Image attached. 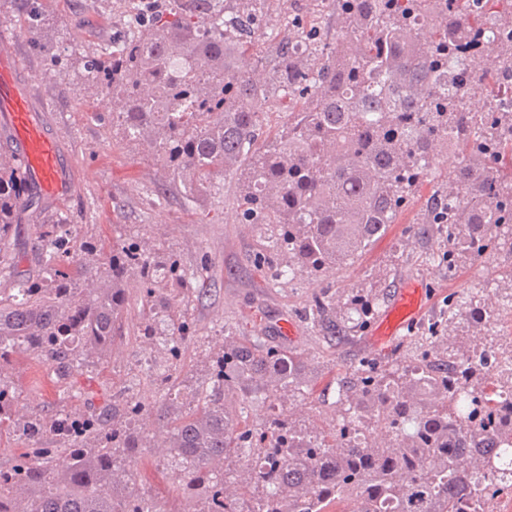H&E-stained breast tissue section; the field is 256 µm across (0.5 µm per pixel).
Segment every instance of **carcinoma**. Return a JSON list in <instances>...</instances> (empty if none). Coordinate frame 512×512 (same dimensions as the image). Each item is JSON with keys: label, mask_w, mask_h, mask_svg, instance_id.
<instances>
[{"label": "carcinoma", "mask_w": 512, "mask_h": 512, "mask_svg": "<svg viewBox=\"0 0 512 512\" xmlns=\"http://www.w3.org/2000/svg\"><path fill=\"white\" fill-rule=\"evenodd\" d=\"M15 2V22L39 47L55 23L32 0ZM259 0H170L132 17L131 36L84 57L79 78L118 102L108 127L181 180L190 201L205 199L234 171L242 217L265 245L259 262L273 284L298 272L352 265L395 223L441 154L464 153L444 172L426 223L448 242V267L487 252L512 260V139L494 134L512 112L478 113L512 86V12L499 0H332L336 33L314 18L289 21L288 36L262 56L253 35ZM474 51L495 62L448 76V60ZM288 99V131L263 136L272 98ZM27 197L20 164L0 145V264L14 216ZM41 270L0 289V429L31 443L0 468V512H167L133 489V463L162 452L172 467L178 512H494L512 490L497 450L512 448V338L477 336L466 352L417 336L416 363L369 360L340 384V421L326 434L276 410L303 392L308 356L257 336L224 337L208 374L173 379L195 336L185 316L203 294L206 264L193 271L154 248L141 229L112 241L83 235L66 217L38 224ZM141 293L138 335L157 355L112 401L47 416L21 405L8 382L14 356L40 360L56 381L105 361L127 331L129 285ZM376 297L341 305L315 295L306 318L320 329L337 317L361 327ZM490 323L499 307L471 308ZM501 368L485 386L488 359ZM161 392L142 404L135 387ZM255 402L270 403L264 428L245 426ZM165 432L157 442L144 419ZM52 437L62 448H44ZM459 448L478 452L457 453Z\"/></svg>", "instance_id": "obj_1"}]
</instances>
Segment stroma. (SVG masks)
Returning a JSON list of instances; mask_svg holds the SVG:
<instances>
[{"label":"stroma","instance_id":"35a3bbf8","mask_svg":"<svg viewBox=\"0 0 512 512\" xmlns=\"http://www.w3.org/2000/svg\"><path fill=\"white\" fill-rule=\"evenodd\" d=\"M313 4L314 0H266L258 29L260 40L284 31L288 16L305 14ZM51 6L63 23L53 53L39 49L19 32L10 0H0V28L8 30L10 48L34 67L42 81L37 95L49 105L50 130L68 152L79 187L64 204L43 202L17 210L11 243L19 258L16 272L38 275L34 227L59 214L71 216L81 232L111 238L146 225L155 244L173 249L189 267L208 257L210 287L188 307L197 339L184 351L176 371L179 379L200 371L225 333L257 336L269 345L284 343L310 355L322 354V361L312 364L307 374L304 400L295 407L305 414H330L336 408L339 375L365 359L398 357L411 362L410 337L420 335L449 300L472 288L488 289L498 304L512 298V284L485 258L467 259L452 269L440 261L443 243L422 221L432 190L428 181L416 188L396 224L354 265L319 276L300 272L289 282L270 287L269 271L256 263L262 250L258 233L240 216L233 173L225 174L221 197L200 203L187 201L179 181L165 174L153 159L112 137L100 119L108 111L106 103L74 77L83 55L110 47L114 38L126 33V0H52ZM54 53L61 55L71 77L52 76L50 56ZM413 279L423 282L427 301L417 320L385 346L374 345V324L343 327L333 337L320 335L300 317L301 309L325 288L339 294L372 291L379 297V309H386L398 288ZM284 316L296 324L295 337L285 342L273 332L274 323ZM154 354V347L142 337H127L107 363L88 365L69 388L52 380L37 360L23 357L15 364L16 393L22 404L48 415L82 410L108 401L113 389L142 375Z\"/></svg>","mask_w":512,"mask_h":512}]
</instances>
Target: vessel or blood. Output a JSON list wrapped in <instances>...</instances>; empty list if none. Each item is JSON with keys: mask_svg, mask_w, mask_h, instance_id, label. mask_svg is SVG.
I'll use <instances>...</instances> for the list:
<instances>
[{"mask_svg": "<svg viewBox=\"0 0 512 512\" xmlns=\"http://www.w3.org/2000/svg\"><path fill=\"white\" fill-rule=\"evenodd\" d=\"M24 68L20 56L6 50L0 52V125L23 164L31 196L64 201L70 198L74 187L72 164L61 154L56 138L48 133L45 108L39 105L30 82L21 80ZM426 299L420 281L404 283L375 327V344L382 345L399 336L420 314Z\"/></svg>", "mask_w": 512, "mask_h": 512, "instance_id": "obj_1", "label": "vessel or blood"}]
</instances>
